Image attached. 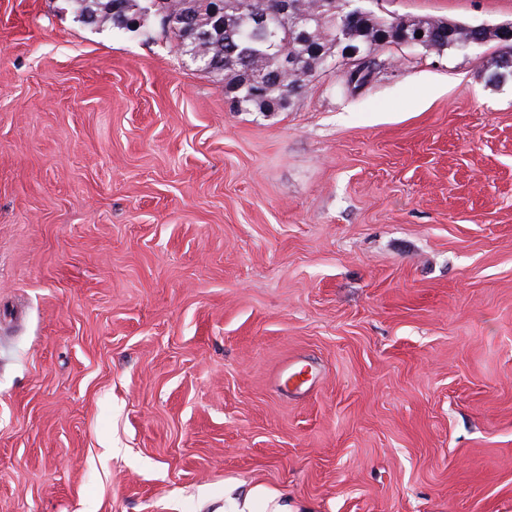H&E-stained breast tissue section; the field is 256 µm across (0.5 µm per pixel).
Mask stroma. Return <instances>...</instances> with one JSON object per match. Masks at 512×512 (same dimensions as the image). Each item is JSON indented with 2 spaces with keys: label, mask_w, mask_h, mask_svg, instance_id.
I'll return each mask as SVG.
<instances>
[{
  "label": "stroma",
  "mask_w": 512,
  "mask_h": 512,
  "mask_svg": "<svg viewBox=\"0 0 512 512\" xmlns=\"http://www.w3.org/2000/svg\"><path fill=\"white\" fill-rule=\"evenodd\" d=\"M499 53L384 46L265 117L159 21L0 0V512H512Z\"/></svg>",
  "instance_id": "stroma-1"
}]
</instances>
